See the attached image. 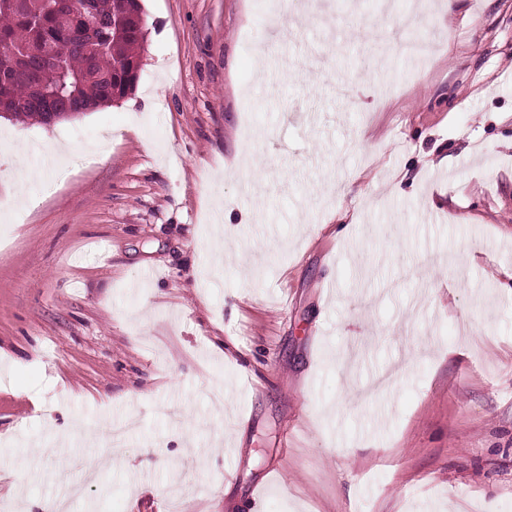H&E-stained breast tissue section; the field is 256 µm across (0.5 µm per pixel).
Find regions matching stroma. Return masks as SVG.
<instances>
[{
    "instance_id": "obj_1",
    "label": "stroma",
    "mask_w": 512,
    "mask_h": 512,
    "mask_svg": "<svg viewBox=\"0 0 512 512\" xmlns=\"http://www.w3.org/2000/svg\"><path fill=\"white\" fill-rule=\"evenodd\" d=\"M315 3L145 0L129 98L0 122V499L512 512V0Z\"/></svg>"
}]
</instances>
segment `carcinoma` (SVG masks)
Instances as JSON below:
<instances>
[{
	"label": "carcinoma",
	"instance_id": "1",
	"mask_svg": "<svg viewBox=\"0 0 512 512\" xmlns=\"http://www.w3.org/2000/svg\"><path fill=\"white\" fill-rule=\"evenodd\" d=\"M62 5V24L46 0L0 7V111L49 123L51 112L91 111L126 97L140 69L145 35L135 22L139 0Z\"/></svg>",
	"mask_w": 512,
	"mask_h": 512
}]
</instances>
